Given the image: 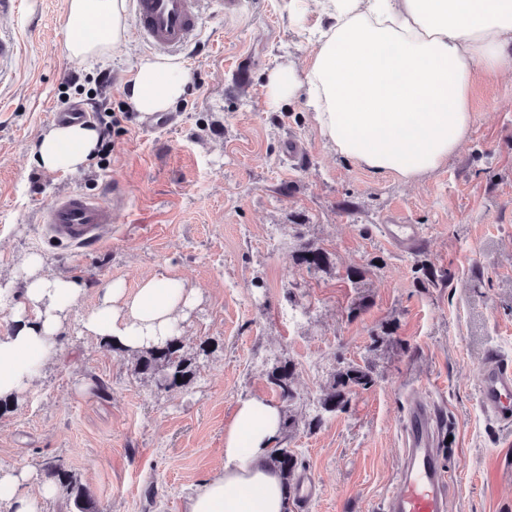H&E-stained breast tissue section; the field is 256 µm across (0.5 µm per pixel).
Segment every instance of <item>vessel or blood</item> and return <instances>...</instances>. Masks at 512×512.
<instances>
[{"label":"vessel or blood","mask_w":512,"mask_h":512,"mask_svg":"<svg viewBox=\"0 0 512 512\" xmlns=\"http://www.w3.org/2000/svg\"><path fill=\"white\" fill-rule=\"evenodd\" d=\"M209 0H129L137 35L148 50L178 54L200 34ZM18 55L11 29L0 28V81L9 78ZM117 219L114 207L101 199L76 192L56 197L42 214L51 240L81 248L102 240ZM383 231L401 246L419 243L413 224H387ZM482 410L498 422H512V368L498 351H489L478 375ZM433 413L429 402L414 400L408 410L403 438L405 464L397 475L399 489L385 500L384 512H448L452 488L447 483L433 447Z\"/></svg>","instance_id":"vessel-or-blood-1"}]
</instances>
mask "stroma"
<instances>
[{
  "mask_svg": "<svg viewBox=\"0 0 512 512\" xmlns=\"http://www.w3.org/2000/svg\"><path fill=\"white\" fill-rule=\"evenodd\" d=\"M66 16L67 0H20L4 21L21 54L0 85V280L36 253L82 294L34 392L0 414V467L41 480L44 463L59 461L96 512H184L223 459L239 403L278 402L273 364H293V410L305 417L350 362L375 382L346 412L293 434L298 469L319 492L305 505L290 497L288 512H381L415 395L443 419L451 512H512V425L482 411L477 381L489 350L512 361V81L479 79L466 147L408 183L337 156L302 99L269 103V73L303 66L310 51L280 0L211 4L165 130L142 127L124 91L146 48L133 37L101 62L76 63ZM70 104L110 108L112 146L84 169L45 172L34 145L51 108ZM113 181L126 200L106 240L76 250L48 241L40 208L70 190L105 197ZM397 222L417 225L421 243L390 246L382 227ZM306 244L331 265H297ZM420 262L447 280L418 282ZM154 274L197 290L182 318L187 349L216 346L184 388H158L81 327L100 283L132 289Z\"/></svg>",
  "mask_w": 512,
  "mask_h": 512,
  "instance_id": "35a3bbf8",
  "label": "stroma"
}]
</instances>
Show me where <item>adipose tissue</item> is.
Returning a JSON list of instances; mask_svg holds the SVG:
<instances>
[{
    "label": "adipose tissue",
    "instance_id": "1",
    "mask_svg": "<svg viewBox=\"0 0 512 512\" xmlns=\"http://www.w3.org/2000/svg\"><path fill=\"white\" fill-rule=\"evenodd\" d=\"M312 44L303 71L271 73L268 96L278 104L303 95L311 124L331 149L377 174L418 181L457 154L469 139L475 79L512 77V0H282ZM317 22H310V14ZM65 45L80 63L109 56L127 42V0H68ZM191 81L174 56L140 57L128 82L139 113L168 111ZM95 128L66 123L42 134L37 162L48 172L75 171L94 156ZM23 266V286L0 283V399L31 393L81 290ZM82 319L85 332L135 351L172 335L196 291L183 280L154 275L135 289L108 283ZM279 409L254 397L236 409L224 435L216 474L188 498L186 512H287L279 472L268 462L279 435ZM46 486L27 471L0 470V503L36 512Z\"/></svg>",
    "mask_w": 512,
    "mask_h": 512
}]
</instances>
